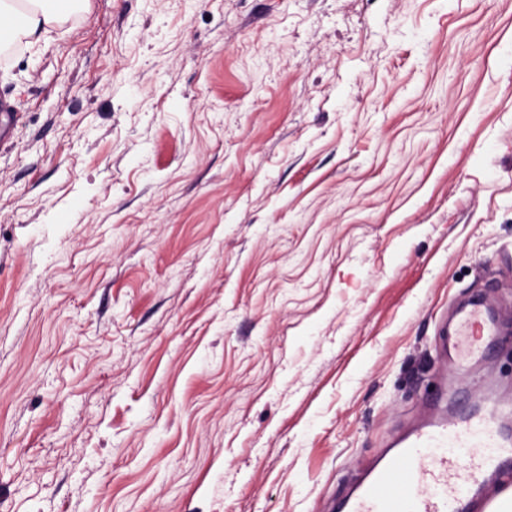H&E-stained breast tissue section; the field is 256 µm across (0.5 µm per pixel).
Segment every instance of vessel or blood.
<instances>
[{"label":"vessel or blood","instance_id":"1","mask_svg":"<svg viewBox=\"0 0 512 512\" xmlns=\"http://www.w3.org/2000/svg\"><path fill=\"white\" fill-rule=\"evenodd\" d=\"M455 339L443 345L446 363L457 369L488 348L497 334L493 300L477 299L456 312ZM430 416L397 437L341 512H466L471 494L488 473L512 458V405L486 413L449 417L439 399Z\"/></svg>","mask_w":512,"mask_h":512}]
</instances>
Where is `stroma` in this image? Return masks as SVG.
<instances>
[{
    "label": "stroma",
    "instance_id": "stroma-1",
    "mask_svg": "<svg viewBox=\"0 0 512 512\" xmlns=\"http://www.w3.org/2000/svg\"><path fill=\"white\" fill-rule=\"evenodd\" d=\"M0 94V512H329L512 395V0H85ZM496 299H477L460 307L456 312L454 341L448 345V326L444 324L439 336H444L442 353L446 364L457 369L467 367L469 361L493 342L497 335V324L493 306ZM479 336V337H475Z\"/></svg>",
    "mask_w": 512,
    "mask_h": 512
}]
</instances>
